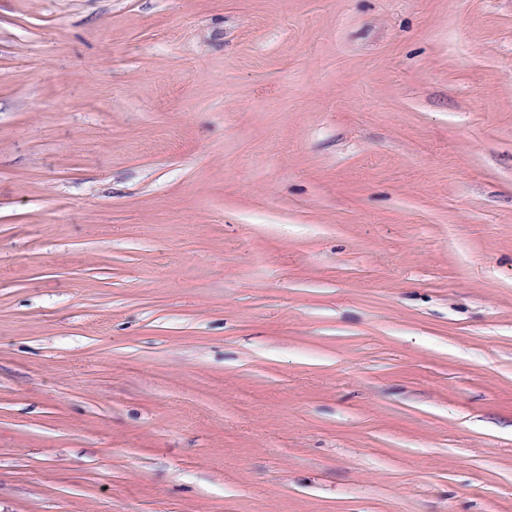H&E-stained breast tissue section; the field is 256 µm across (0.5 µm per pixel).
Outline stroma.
<instances>
[{"label":"stroma","instance_id":"35a3bbf8","mask_svg":"<svg viewBox=\"0 0 512 512\" xmlns=\"http://www.w3.org/2000/svg\"><path fill=\"white\" fill-rule=\"evenodd\" d=\"M0 512H512V0H0Z\"/></svg>","mask_w":512,"mask_h":512}]
</instances>
